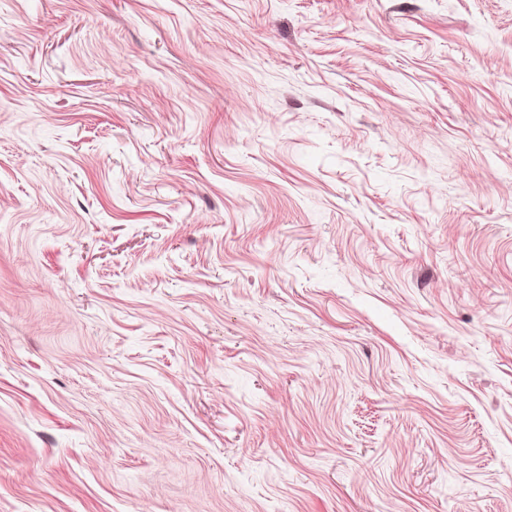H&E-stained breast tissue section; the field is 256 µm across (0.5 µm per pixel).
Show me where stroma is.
Wrapping results in <instances>:
<instances>
[{
	"label": "stroma",
	"instance_id": "35a3bbf8",
	"mask_svg": "<svg viewBox=\"0 0 512 512\" xmlns=\"http://www.w3.org/2000/svg\"><path fill=\"white\" fill-rule=\"evenodd\" d=\"M0 512H512V0H0Z\"/></svg>",
	"mask_w": 512,
	"mask_h": 512
}]
</instances>
